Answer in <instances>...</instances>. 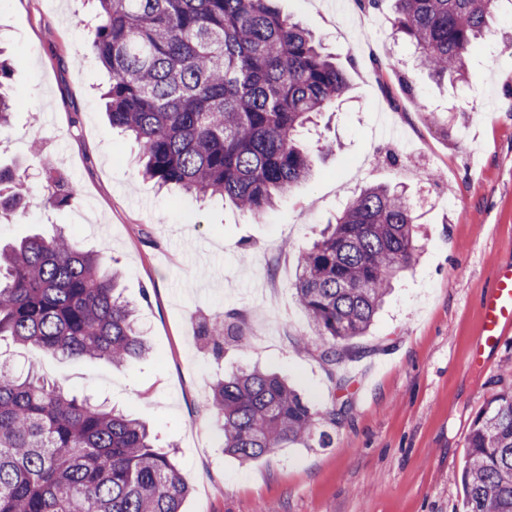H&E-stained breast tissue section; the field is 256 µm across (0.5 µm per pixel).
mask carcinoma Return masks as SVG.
I'll return each instance as SVG.
<instances>
[{
  "instance_id": "1",
  "label": "carcinoma",
  "mask_w": 512,
  "mask_h": 512,
  "mask_svg": "<svg viewBox=\"0 0 512 512\" xmlns=\"http://www.w3.org/2000/svg\"><path fill=\"white\" fill-rule=\"evenodd\" d=\"M84 24L96 58L112 74L104 93L110 124L134 136L143 177L202 196L231 200L261 217L276 197L311 174L299 140L312 116L346 94V71L272 0H98ZM393 29L438 81H462L467 55L491 33L497 0H393ZM10 59L0 49V129L17 104L5 89ZM32 187L0 169V208ZM77 200L56 179L51 206ZM416 218L404 196L383 185L353 195L336 223L299 255L297 300L314 336L301 343L328 366L365 335L397 276L416 258ZM228 311L206 329L224 355ZM65 358L127 367L147 353L134 305L118 272L70 232L28 235L0 247V343ZM224 451L250 463L277 448L326 445L320 410L282 378L241 371L213 386ZM461 472L467 512H512V388L476 414ZM189 485L147 427L122 412L0 358V512H181Z\"/></svg>"
}]
</instances>
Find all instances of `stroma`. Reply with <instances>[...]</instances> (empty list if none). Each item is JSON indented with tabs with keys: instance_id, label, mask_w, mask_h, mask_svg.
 I'll return each mask as SVG.
<instances>
[{
	"instance_id": "stroma-1",
	"label": "stroma",
	"mask_w": 512,
	"mask_h": 512,
	"mask_svg": "<svg viewBox=\"0 0 512 512\" xmlns=\"http://www.w3.org/2000/svg\"><path fill=\"white\" fill-rule=\"evenodd\" d=\"M273 4L350 66L351 87L303 131L315 150L311 178L255 219L143 180L137 144L112 129L99 99L110 77L82 31L95 0H0V46L14 60L6 84L24 103L0 134V166L36 188L25 223L0 222V241L63 226L113 257L150 347L125 368L19 344L0 356L15 373L36 367L145 422L191 487L182 512H464L471 421L512 386V339L486 368L469 366L483 295L512 262V11L500 8L498 37L471 50L469 83L450 85L393 40L392 0L370 11L358 0ZM428 108L447 131L430 125ZM324 140L335 152H317ZM48 161L79 190L70 206L44 202ZM371 185L404 190L420 227L417 258L359 338L362 354L341 364L351 383L340 391L299 342L311 327L293 285L299 253ZM230 310L245 321L229 323L218 360L202 325ZM254 367L285 376L318 408L347 403L337 423L319 424L330 446L280 448L247 464L225 455L210 389Z\"/></svg>"
}]
</instances>
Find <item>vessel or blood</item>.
<instances>
[{"label":"vessel or blood","instance_id":"vessel-or-blood-1","mask_svg":"<svg viewBox=\"0 0 512 512\" xmlns=\"http://www.w3.org/2000/svg\"><path fill=\"white\" fill-rule=\"evenodd\" d=\"M512 333V263L499 266L481 302V330L470 364L482 367L489 353L498 350Z\"/></svg>","mask_w":512,"mask_h":512}]
</instances>
